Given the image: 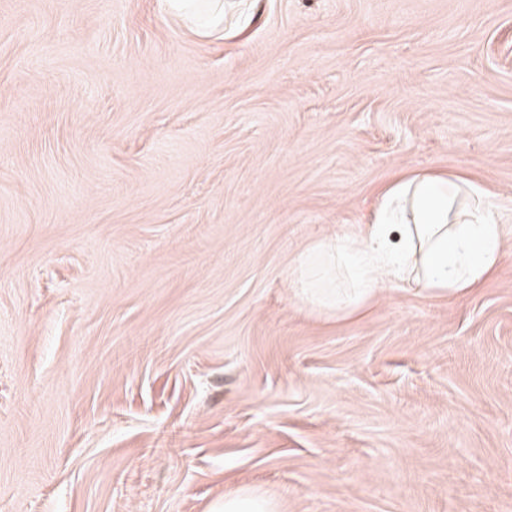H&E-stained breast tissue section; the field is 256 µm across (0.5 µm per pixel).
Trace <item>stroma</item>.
<instances>
[{"label": "stroma", "instance_id": "1", "mask_svg": "<svg viewBox=\"0 0 512 512\" xmlns=\"http://www.w3.org/2000/svg\"><path fill=\"white\" fill-rule=\"evenodd\" d=\"M221 3L0 0V512H512V0ZM445 170L494 279L303 304ZM275 501L266 494L250 489H237L224 494L223 508L215 512H278Z\"/></svg>", "mask_w": 512, "mask_h": 512}]
</instances>
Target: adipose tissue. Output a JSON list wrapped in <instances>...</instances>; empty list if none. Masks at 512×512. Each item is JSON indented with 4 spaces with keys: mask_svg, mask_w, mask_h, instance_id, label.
Returning <instances> with one entry per match:
<instances>
[{
    "mask_svg": "<svg viewBox=\"0 0 512 512\" xmlns=\"http://www.w3.org/2000/svg\"><path fill=\"white\" fill-rule=\"evenodd\" d=\"M399 240H392V233ZM505 230L487 191L448 173L424 172L386 186L371 223L336 238L309 257L325 254L342 289L313 287L303 273L299 294L308 303L351 318L378 293L409 286L433 297H463L501 269Z\"/></svg>",
    "mask_w": 512,
    "mask_h": 512,
    "instance_id": "obj_1",
    "label": "adipose tissue"
}]
</instances>
